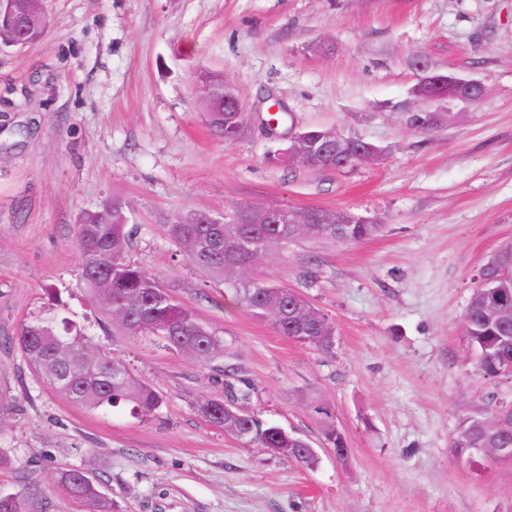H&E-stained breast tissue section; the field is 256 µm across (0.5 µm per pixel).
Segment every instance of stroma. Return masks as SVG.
<instances>
[{
  "label": "stroma",
  "instance_id": "stroma-1",
  "mask_svg": "<svg viewBox=\"0 0 512 512\" xmlns=\"http://www.w3.org/2000/svg\"><path fill=\"white\" fill-rule=\"evenodd\" d=\"M47 33L0 48V490L26 472L52 512H87L60 472L101 477L118 512H512V464L449 446L466 418L512 399L461 328L479 269L512 242V0H43ZM487 88L425 101L417 59ZM223 73L252 130L215 139L192 90ZM332 128L379 150L335 170L282 165L261 124ZM435 122L423 130L417 113ZM130 205V257L224 340L204 366L125 336L86 290L72 231L111 196ZM242 203L345 210L381 228L356 244L299 239L256 278L336 326L331 354L288 340L189 262L167 220ZM65 304L98 349L165 397L158 413H92L43 384L16 342ZM250 382L264 421L308 438L305 469L210 425L198 399ZM334 425L346 461L323 441Z\"/></svg>",
  "mask_w": 512,
  "mask_h": 512
}]
</instances>
